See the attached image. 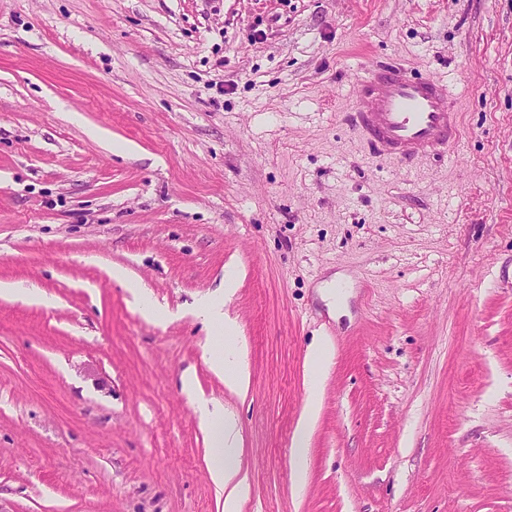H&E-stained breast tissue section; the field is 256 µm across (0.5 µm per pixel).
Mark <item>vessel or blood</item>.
<instances>
[{
  "label": "vessel or blood",
  "instance_id": "1",
  "mask_svg": "<svg viewBox=\"0 0 512 512\" xmlns=\"http://www.w3.org/2000/svg\"><path fill=\"white\" fill-rule=\"evenodd\" d=\"M350 119L373 152L404 162L441 154L460 137L447 84L397 63L378 65L357 81Z\"/></svg>",
  "mask_w": 512,
  "mask_h": 512
}]
</instances>
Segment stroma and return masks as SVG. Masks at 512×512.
<instances>
[{"mask_svg": "<svg viewBox=\"0 0 512 512\" xmlns=\"http://www.w3.org/2000/svg\"><path fill=\"white\" fill-rule=\"evenodd\" d=\"M394 62L445 156L347 123ZM1 281L0 512H224L202 400L239 512H512V0H0ZM350 119L374 153L404 162L439 155L460 137L448 85L397 63L378 65L356 82ZM213 367L224 373V382L230 387L242 386L247 380V368L240 343L224 354V359L214 357ZM320 384V376L315 375L311 378L310 381V395L308 398V403L305 408V411L301 417V420L297 426V446L303 447L306 442L307 434L309 431V427L312 421V418L316 412L317 408V397H318V389ZM201 426L211 432L214 448V461L210 468V477L218 493L230 488L224 498L225 512H238L240 498L246 492L245 478H239V470L234 464L240 447V432L236 418L231 413L218 417L209 411L205 404L198 408Z\"/></svg>", "mask_w": 512, "mask_h": 512, "instance_id": "1", "label": "stroma"}]
</instances>
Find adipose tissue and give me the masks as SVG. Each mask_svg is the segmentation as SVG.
Returning <instances> with one entry per match:
<instances>
[{
    "label": "adipose tissue",
    "mask_w": 512,
    "mask_h": 512,
    "mask_svg": "<svg viewBox=\"0 0 512 512\" xmlns=\"http://www.w3.org/2000/svg\"><path fill=\"white\" fill-rule=\"evenodd\" d=\"M198 419L209 430L214 445V461L210 469L211 480L217 492L223 493L224 512H238V503L247 489L245 479L240 478L234 463L240 447V432L232 414L218 417L207 406H199Z\"/></svg>",
    "instance_id": "obj_1"
}]
</instances>
